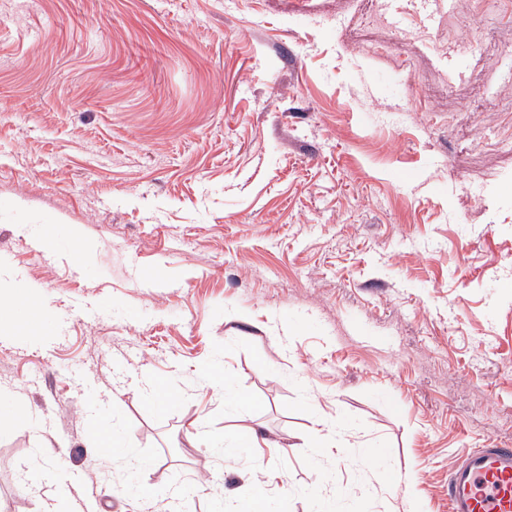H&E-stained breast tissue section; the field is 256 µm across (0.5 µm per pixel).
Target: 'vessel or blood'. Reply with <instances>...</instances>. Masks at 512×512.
I'll list each match as a JSON object with an SVG mask.
<instances>
[{
    "mask_svg": "<svg viewBox=\"0 0 512 512\" xmlns=\"http://www.w3.org/2000/svg\"><path fill=\"white\" fill-rule=\"evenodd\" d=\"M448 512H512V448L472 449L448 477Z\"/></svg>",
    "mask_w": 512,
    "mask_h": 512,
    "instance_id": "1",
    "label": "vessel or blood"
}]
</instances>
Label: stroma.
<instances>
[{"label":"stroma","mask_w":512,"mask_h":512,"mask_svg":"<svg viewBox=\"0 0 512 512\" xmlns=\"http://www.w3.org/2000/svg\"><path fill=\"white\" fill-rule=\"evenodd\" d=\"M501 67L512 0H0V306L51 322L0 320V512H448L512 446Z\"/></svg>","instance_id":"35a3bbf8"}]
</instances>
